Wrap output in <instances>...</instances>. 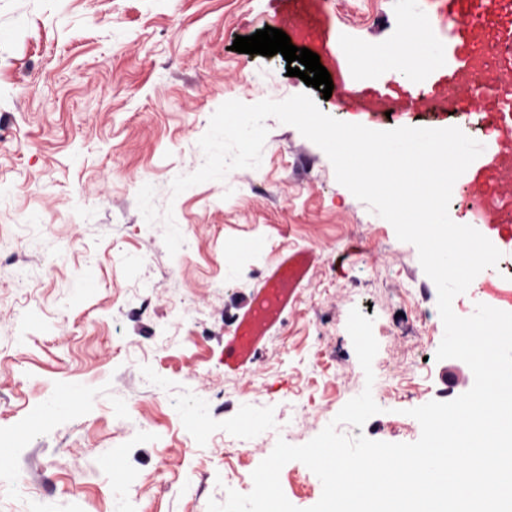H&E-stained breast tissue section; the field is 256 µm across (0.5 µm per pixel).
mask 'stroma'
Listing matches in <instances>:
<instances>
[{
    "instance_id": "stroma-1",
    "label": "stroma",
    "mask_w": 512,
    "mask_h": 512,
    "mask_svg": "<svg viewBox=\"0 0 512 512\" xmlns=\"http://www.w3.org/2000/svg\"><path fill=\"white\" fill-rule=\"evenodd\" d=\"M436 0H0V512H207L277 439L301 445L364 387L379 414L342 434L412 443L409 409L474 376L436 360L437 289L417 248L337 182L326 154L267 119L258 168L173 194L224 102L308 90L282 54L232 51L271 26L316 53L319 108L369 129L454 126L451 104L401 115L406 86L351 53L398 42ZM512 312V271L457 295ZM379 349L366 385L347 331ZM286 498L313 506L292 461Z\"/></svg>"
}]
</instances>
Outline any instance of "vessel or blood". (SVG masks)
<instances>
[{"mask_svg": "<svg viewBox=\"0 0 512 512\" xmlns=\"http://www.w3.org/2000/svg\"><path fill=\"white\" fill-rule=\"evenodd\" d=\"M440 12L448 18V42L452 48H464L467 59L485 57L494 52L500 67L496 80H512V0H439ZM449 88L466 97H477L482 86L475 68L455 69L448 73ZM491 121L494 143L490 149L492 172L474 178L472 190L484 204V221L497 231L512 226V181L505 171L512 169V103L494 106L489 114L461 112L456 125L471 132L482 121Z\"/></svg>", "mask_w": 512, "mask_h": 512, "instance_id": "1", "label": "vessel or blood"}]
</instances>
